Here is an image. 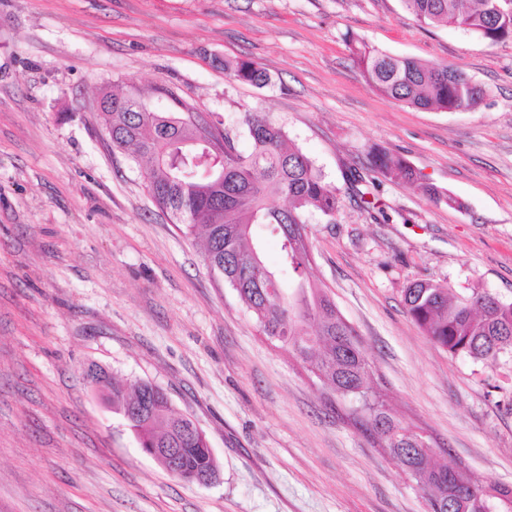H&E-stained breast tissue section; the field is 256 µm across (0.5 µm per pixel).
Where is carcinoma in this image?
Returning a JSON list of instances; mask_svg holds the SVG:
<instances>
[{"mask_svg": "<svg viewBox=\"0 0 512 512\" xmlns=\"http://www.w3.org/2000/svg\"><path fill=\"white\" fill-rule=\"evenodd\" d=\"M424 24L473 30L491 43L512 38V0H402ZM365 80L384 96L418 109L455 112L478 108L486 97L482 86L470 83L459 67L423 64L394 56L365 43L354 47ZM238 82L263 86L269 81L256 63L239 60L224 64ZM160 96L181 111H141L131 94L106 92L101 119L112 132V150L129 152L146 162L142 174L155 204L186 233L201 234L205 261L218 271L242 305L253 315L260 333L277 342L305 365L336 402L350 408L353 422L376 437L412 481L429 496V505L442 502L437 512H512V486L487 484L478 495L466 487L472 477L449 465L431 464L432 449L425 438L403 428L385 394L373 384V371L355 329L343 317L332 296L312 279L313 263L305 215L318 211L333 218L341 206V190L326 182L299 148L287 144L284 131L266 118L244 113L243 124L252 150L238 151L226 131L214 132L185 121V104L166 89ZM224 168V180L208 174ZM369 171L386 180L416 184L430 200L453 208L464 203L432 185L419 182L403 159L384 151L372 154ZM276 192L288 201L269 202ZM279 240L283 279L263 262L262 235ZM301 292L300 308L286 303L285 294ZM409 317L432 341L453 356L496 361L512 356V302L487 300L474 291L455 296L447 285L418 281L404 294ZM311 323L312 336L300 325ZM97 383L112 410L135 432L139 445L175 448L184 476L215 473L206 437L194 422L176 413L161 393L148 395L145 381L123 382L101 366ZM452 499L448 509L446 499Z\"/></svg>", "mask_w": 512, "mask_h": 512, "instance_id": "obj_1", "label": "carcinoma"}]
</instances>
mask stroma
Instances as JSON below:
<instances>
[{
    "mask_svg": "<svg viewBox=\"0 0 512 512\" xmlns=\"http://www.w3.org/2000/svg\"><path fill=\"white\" fill-rule=\"evenodd\" d=\"M464 70L474 111L372 88L349 38ZM270 76L233 80L225 62ZM172 90L238 149L243 115L280 126L338 188L371 150L460 199L376 180L307 218L314 263L402 425L438 463L512 485V358L434 344L406 314L417 280L512 301V40L425 25L401 0H0V512H429L425 493L217 280L202 240L153 203L103 131L102 88ZM163 388L216 458L202 485L144 454L84 378ZM224 70H226L229 76L235 81L256 86H263L270 79L264 69L254 62L246 60H239L235 63H225Z\"/></svg>",
    "mask_w": 512,
    "mask_h": 512,
    "instance_id": "obj_1",
    "label": "stroma"
}]
</instances>
